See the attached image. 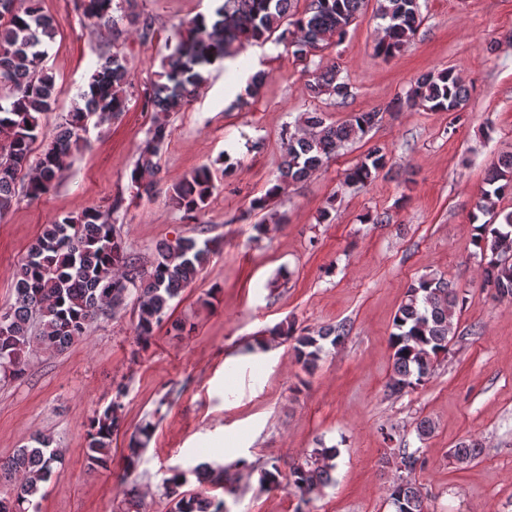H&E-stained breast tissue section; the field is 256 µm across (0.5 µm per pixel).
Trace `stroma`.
Instances as JSON below:
<instances>
[{
	"label": "stroma",
	"instance_id": "35a3bbf8",
	"mask_svg": "<svg viewBox=\"0 0 512 512\" xmlns=\"http://www.w3.org/2000/svg\"><path fill=\"white\" fill-rule=\"evenodd\" d=\"M153 17L155 35L128 29L113 40L90 27L74 0H41L57 31L45 63L57 98L44 122L55 128L72 108L99 58L118 51L131 73L128 110L119 119L89 121L86 146L73 154L54 187L39 197L19 190L0 219V309L15 296L13 273L43 225L90 206L119 204L116 228L129 250L150 260L156 243L178 236L221 239L198 278L170 303L182 334L156 331L147 349L135 339V301L98 320L67 351L41 349L24 378L0 377V460L32 436H53L63 454L59 478L45 484L38 512H127L115 474L89 469L85 423L124 385L123 424L112 438L122 456L145 422L155 431L138 473L139 512H170L162 480L169 468L201 463L222 468L223 486L189 477L186 491L222 496L229 512H392L388 489L397 474L384 458L394 448H423L413 474L427 512H512V301L483 288L482 257L472 244L476 211L489 166L512 151V0H420L415 38L392 58L376 55L382 30L378 0H368L342 42L298 59L273 43H252L241 70L259 66L268 78L237 108L223 65L182 111L171 114L152 196H136L130 172L151 125L144 92L169 54L172 23L213 10L214 0H132ZM338 64L352 87L344 101L310 98L315 69ZM452 67L469 90L462 111L405 109L385 116L361 140L340 149L310 180L289 186L263 212L256 235L240 214L265 193L281 162V131L314 109L340 122L350 113L405 95L423 73ZM375 144L389 161L365 186L345 174ZM237 159L221 178L223 154ZM218 178L199 221L169 199L173 184L202 166ZM334 220L319 223L323 209ZM381 214V224L364 223ZM429 272L451 279L466 302L453 339L427 383L393 396L387 389L393 317L407 286ZM319 330L345 327L326 346L313 373L302 371L278 325ZM434 422L419 440L415 424ZM483 452L453 464L459 442ZM337 448L333 482L308 504L288 491H266L262 469L288 474L314 449ZM246 460L240 468L238 460Z\"/></svg>",
	"mask_w": 512,
	"mask_h": 512
}]
</instances>
